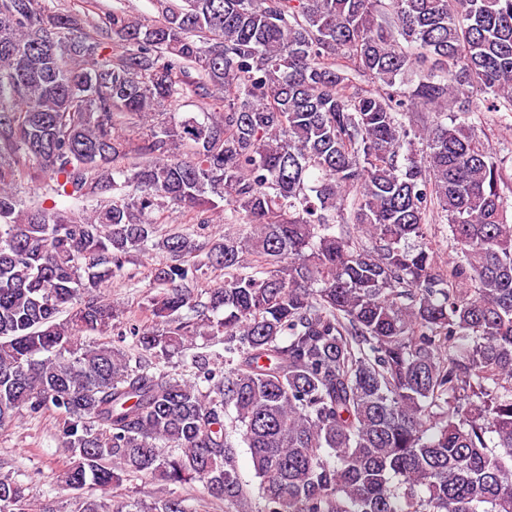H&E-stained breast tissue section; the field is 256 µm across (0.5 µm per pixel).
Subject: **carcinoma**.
Segmentation results:
<instances>
[{"instance_id":"carcinoma-1","label":"carcinoma","mask_w":512,"mask_h":512,"mask_svg":"<svg viewBox=\"0 0 512 512\" xmlns=\"http://www.w3.org/2000/svg\"><path fill=\"white\" fill-rule=\"evenodd\" d=\"M44 2L0 0V429L56 415L73 512H252L240 442L262 512H512V0ZM31 160L96 208L22 201ZM169 205L224 234L157 236ZM150 251L153 326L88 340ZM0 512L51 508L0 476ZM489 113L493 121L485 127V133L490 145L504 161L506 173L512 177V114L509 112ZM236 452V468L239 478L243 484L255 492L259 479L255 477L250 450L242 444L236 448Z\"/></svg>"}]
</instances>
